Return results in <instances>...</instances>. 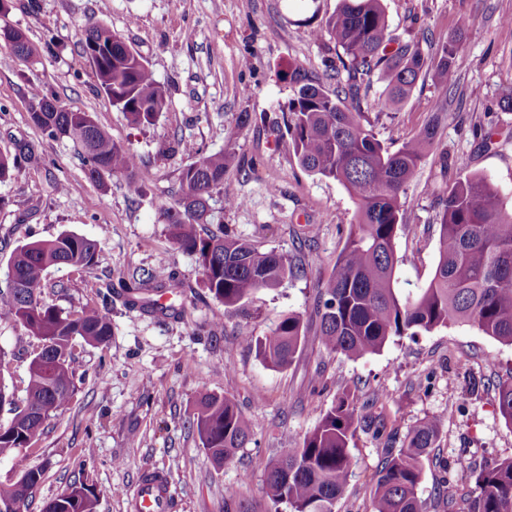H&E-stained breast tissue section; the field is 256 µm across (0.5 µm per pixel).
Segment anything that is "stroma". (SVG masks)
Here are the masks:
<instances>
[{
    "label": "stroma",
    "instance_id": "stroma-1",
    "mask_svg": "<svg viewBox=\"0 0 512 512\" xmlns=\"http://www.w3.org/2000/svg\"><path fill=\"white\" fill-rule=\"evenodd\" d=\"M337 6L338 0H9L0 11V27L21 30L41 48L32 59L0 48V153L29 147L38 156L0 181V288L17 246L77 233L96 242L97 264L49 268L43 297L66 313L107 305L112 321L107 344L74 341V397L45 421L38 443L0 458L2 483L42 469L28 512H42L80 482L95 492L96 512H130L126 491L147 470L168 474L170 512H224L225 502L238 500L270 512L261 490L265 463L279 448L301 444L346 388L356 389L362 415L382 419L384 427H358L336 512H373L387 449L400 448L424 418L441 421L417 488L427 512L443 495L454 498L455 512H467L460 495L473 485L469 463L512 457V428L495 399L498 379L512 373L511 346L456 324L350 360L328 354L316 335L317 286L334 270L356 207L341 184L306 172L275 126L293 95L289 69L320 78L326 59L335 57V44L315 40L311 31ZM384 7L400 41L431 55L459 33L467 52L448 94L428 74L396 111L370 113L377 138L399 148L447 97L441 150L466 157L470 173L491 183L511 209L512 112L499 102L512 91V0H384ZM94 21L147 60L164 89L167 106L154 125H130L102 91L82 49ZM35 88L69 111L92 113L115 142L137 151L146 175L140 196L129 195L122 177L91 179L75 143L47 138L32 124L28 97ZM243 112L252 117L244 127ZM226 148L235 158L225 182L246 204L230 209L216 196L214 221L202 234L229 227L262 250L293 257L301 269L236 312L208 291L197 258L173 245L162 217L181 193L182 170L200 152ZM456 178V169L441 172L435 152L406 189V228L396 239L402 288L423 287L433 276L435 214ZM143 270H171L176 279L149 292L151 306L125 305L129 272ZM290 313L301 315L308 340L290 367L275 370L241 343L237 326L249 323L264 336ZM37 346L23 327L0 321V380L15 401L25 397ZM473 378L484 388L464 399ZM207 394L234 401L251 428V442L221 467L188 427Z\"/></svg>",
    "mask_w": 512,
    "mask_h": 512
}]
</instances>
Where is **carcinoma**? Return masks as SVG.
Masks as SVG:
<instances>
[{
    "label": "carcinoma",
    "mask_w": 512,
    "mask_h": 512,
    "mask_svg": "<svg viewBox=\"0 0 512 512\" xmlns=\"http://www.w3.org/2000/svg\"><path fill=\"white\" fill-rule=\"evenodd\" d=\"M312 35L317 39L327 35L342 49L338 64L326 73L336 86L328 89L299 68L291 71L294 95L287 105L285 134L304 170L338 182L357 204L356 223L349 227L335 271L319 286L315 313L320 343L332 354L359 359L380 352L395 337L469 323L512 346V212L504 210L490 183L469 174L467 159L456 158L458 178L436 213L439 249L433 277L427 287L403 292L395 277V240L404 226L402 199L422 158L435 147L448 113L439 105L395 151L377 139L367 115L369 110H395L423 72H433L443 94H448L465 54V41L451 36L430 58L415 43L392 51L395 38L383 0H340L336 12ZM84 51L112 106L133 125L154 124L167 99L146 61L99 23L86 28ZM9 52L33 58L38 48L18 30ZM375 79L382 91L372 96ZM29 102L41 108L29 116L43 134L68 138L83 148L91 177L120 175L130 194L141 193L143 176L136 152L114 142L90 113L68 112L39 89L31 91ZM232 159V153L224 150L201 154L181 172L180 198L163 210L171 241L197 256L206 287L227 311L239 309L257 291L276 288L299 272L292 257L262 251L229 229L201 235L199 228L211 217L214 195H224L228 208L244 204L224 186ZM95 263V242L71 232L25 243L12 254L8 285L0 289V319L23 326L28 335L48 346L50 355L47 364L36 356L29 364L25 402L37 416L26 413L0 385V411L7 406L12 414L7 423H0V457L20 454L35 444L44 421L72 398L73 340L79 337L101 345L112 337V323L98 306L66 314L43 299L49 268H89ZM158 279L174 276L168 271L132 273L126 285L127 304L137 305L139 294ZM238 336L273 369L287 368L306 341L301 316L294 313L282 317L265 336L253 335L246 323ZM496 389L499 412L512 426V374L498 380ZM360 422L357 395L344 390L301 445L279 449L263 469L264 494L274 512H334L351 473L349 444ZM191 424L219 467L232 461L250 440L246 417L226 397L203 396ZM440 430L439 419H424L401 448L388 450L374 485L375 512H425L417 496L421 458ZM470 470L475 486L467 512H512V458ZM26 475L22 482L0 483V504L27 508L43 470L30 469ZM95 507V493L79 483L50 501L44 512H96Z\"/></svg>",
    "instance_id": "obj_1"
}]
</instances>
